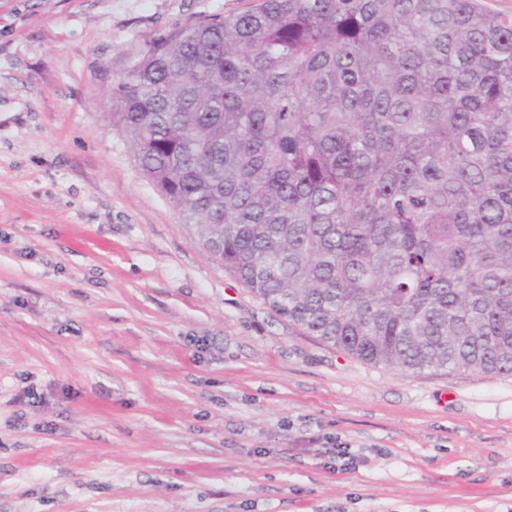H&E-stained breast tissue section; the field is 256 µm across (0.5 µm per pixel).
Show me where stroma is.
Segmentation results:
<instances>
[{"instance_id": "obj_1", "label": "stroma", "mask_w": 512, "mask_h": 512, "mask_svg": "<svg viewBox=\"0 0 512 512\" xmlns=\"http://www.w3.org/2000/svg\"><path fill=\"white\" fill-rule=\"evenodd\" d=\"M251 0H0V512H512V373H414L245 288L107 120Z\"/></svg>"}]
</instances>
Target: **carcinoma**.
<instances>
[{"label": "carcinoma", "instance_id": "obj_1", "mask_svg": "<svg viewBox=\"0 0 512 512\" xmlns=\"http://www.w3.org/2000/svg\"><path fill=\"white\" fill-rule=\"evenodd\" d=\"M114 95L142 173L289 322L369 364L512 373V14L255 0Z\"/></svg>", "mask_w": 512, "mask_h": 512}]
</instances>
